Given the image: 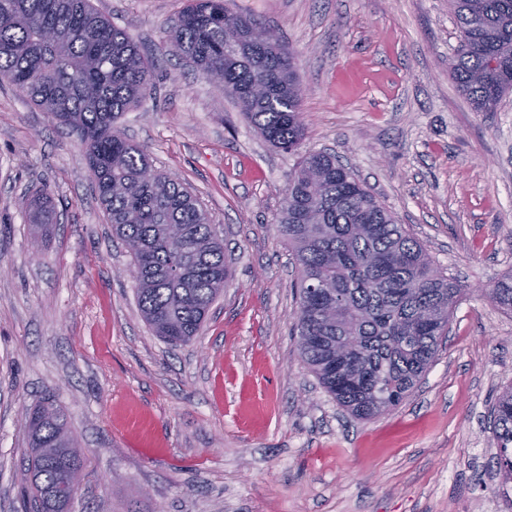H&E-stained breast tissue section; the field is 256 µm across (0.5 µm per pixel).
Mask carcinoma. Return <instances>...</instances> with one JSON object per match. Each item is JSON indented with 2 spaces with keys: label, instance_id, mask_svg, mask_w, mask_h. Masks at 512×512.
<instances>
[{
  "label": "carcinoma",
  "instance_id": "cac0c4a2",
  "mask_svg": "<svg viewBox=\"0 0 512 512\" xmlns=\"http://www.w3.org/2000/svg\"><path fill=\"white\" fill-rule=\"evenodd\" d=\"M460 50L448 71L476 112H493L512 91V0H450ZM261 19L230 0H186L166 35L172 54L218 81L264 138L296 150L305 137L303 90L292 53L242 46ZM7 83L76 133L112 232L127 247L141 316L155 335L188 344L224 290V244L197 198L151 167L114 124L154 88L137 42L92 0H0V84ZM261 86V97L251 88ZM276 231L299 271L295 333L325 390L368 419L397 407L433 359L460 285L327 152L302 155L289 175ZM512 314V274L488 289ZM24 483L30 512H64L61 485L82 458L64 409L50 397L25 418ZM501 482L512 483V385L491 409Z\"/></svg>",
  "mask_w": 512,
  "mask_h": 512
}]
</instances>
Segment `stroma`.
<instances>
[{"label": "stroma", "mask_w": 512, "mask_h": 512, "mask_svg": "<svg viewBox=\"0 0 512 512\" xmlns=\"http://www.w3.org/2000/svg\"><path fill=\"white\" fill-rule=\"evenodd\" d=\"M152 62L156 93L115 127L180 181L231 277L199 336L143 321L82 146L0 87V512H23L25 415L53 396L83 459L73 512H512L490 411L512 384V95L473 111L448 73V0H234L295 56L306 137L272 147L223 87L169 54L185 0H93ZM327 151L462 293L396 408L360 419L291 334L299 273L275 230L302 152ZM40 197L52 223L34 224ZM488 295L505 313L512 314V274L504 275L492 288H489Z\"/></svg>", "instance_id": "35a3bbf8"}]
</instances>
